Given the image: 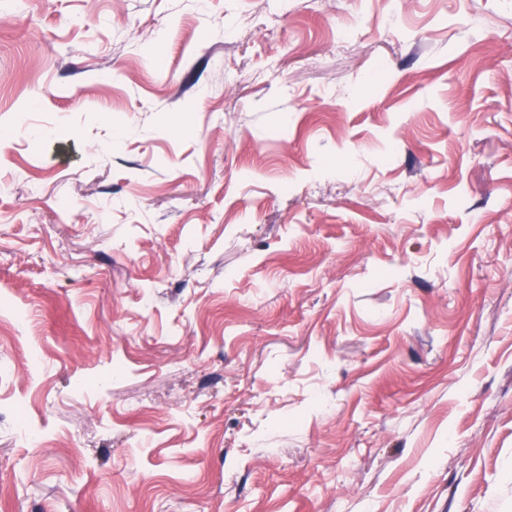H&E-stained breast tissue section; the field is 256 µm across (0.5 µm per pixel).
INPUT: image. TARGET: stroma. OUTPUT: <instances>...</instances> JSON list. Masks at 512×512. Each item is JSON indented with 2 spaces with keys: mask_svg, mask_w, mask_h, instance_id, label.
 Returning <instances> with one entry per match:
<instances>
[{
  "mask_svg": "<svg viewBox=\"0 0 512 512\" xmlns=\"http://www.w3.org/2000/svg\"><path fill=\"white\" fill-rule=\"evenodd\" d=\"M1 128L0 512H512V0H0Z\"/></svg>",
  "mask_w": 512,
  "mask_h": 512,
  "instance_id": "stroma-1",
  "label": "stroma"
}]
</instances>
